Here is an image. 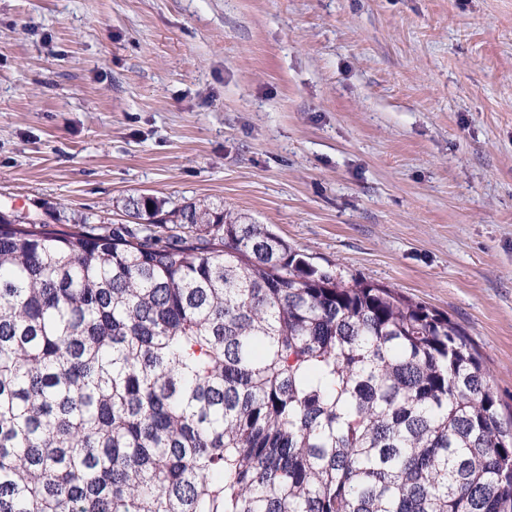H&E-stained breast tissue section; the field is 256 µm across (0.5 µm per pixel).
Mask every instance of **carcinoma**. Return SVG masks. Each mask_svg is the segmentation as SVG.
Segmentation results:
<instances>
[{"label": "carcinoma", "instance_id": "obj_1", "mask_svg": "<svg viewBox=\"0 0 512 512\" xmlns=\"http://www.w3.org/2000/svg\"><path fill=\"white\" fill-rule=\"evenodd\" d=\"M125 210L0 213V512H512L448 316L220 205Z\"/></svg>", "mask_w": 512, "mask_h": 512}]
</instances>
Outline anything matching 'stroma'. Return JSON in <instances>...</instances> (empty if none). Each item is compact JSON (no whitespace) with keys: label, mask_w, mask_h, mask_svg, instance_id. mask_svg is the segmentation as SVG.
Instances as JSON below:
<instances>
[{"label":"stroma","mask_w":512,"mask_h":512,"mask_svg":"<svg viewBox=\"0 0 512 512\" xmlns=\"http://www.w3.org/2000/svg\"><path fill=\"white\" fill-rule=\"evenodd\" d=\"M132 195L442 312L512 420V0H0V211Z\"/></svg>","instance_id":"35a3bbf8"}]
</instances>
